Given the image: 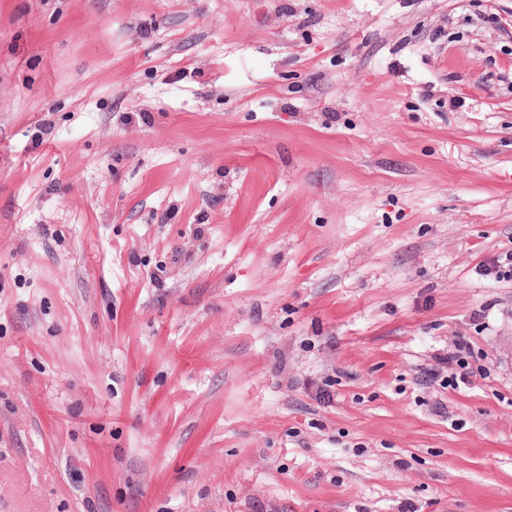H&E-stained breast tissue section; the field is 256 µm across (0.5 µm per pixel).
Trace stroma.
<instances>
[{"mask_svg":"<svg viewBox=\"0 0 512 512\" xmlns=\"http://www.w3.org/2000/svg\"><path fill=\"white\" fill-rule=\"evenodd\" d=\"M511 251L512 0H0V512H512ZM471 348L465 340H458L454 345V350L443 357H439V365L434 373H427L426 379L430 377H438L441 379L443 389L455 391L460 388V383L466 385L468 376L471 374L470 362ZM446 370V375L444 372Z\"/></svg>","mask_w":512,"mask_h":512,"instance_id":"35a3bbf8","label":"stroma"}]
</instances>
